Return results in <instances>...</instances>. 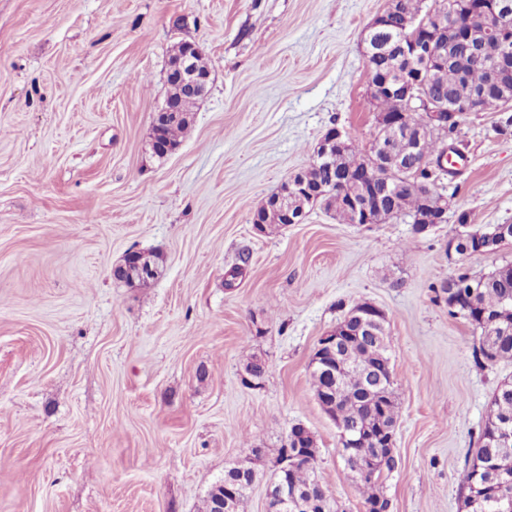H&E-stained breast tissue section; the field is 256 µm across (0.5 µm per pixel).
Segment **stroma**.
I'll return each instance as SVG.
<instances>
[{
  "label": "stroma",
  "mask_w": 512,
  "mask_h": 512,
  "mask_svg": "<svg viewBox=\"0 0 512 512\" xmlns=\"http://www.w3.org/2000/svg\"><path fill=\"white\" fill-rule=\"evenodd\" d=\"M390 0H0V512H203L234 464L263 463L299 423L336 512H365L312 387L322 336L359 303L386 316L397 393L390 512H465L460 489L512 360L476 361L480 331L438 288L458 267L448 222L343 224L323 205L257 233L258 207L333 128L367 147L364 51ZM202 50L209 90L165 157L152 122L174 46ZM466 115L467 161L437 189L476 226L512 224V131ZM410 250H401L403 242ZM159 258L141 286L128 251ZM267 369L245 381L249 358Z\"/></svg>",
  "instance_id": "1"
}]
</instances>
